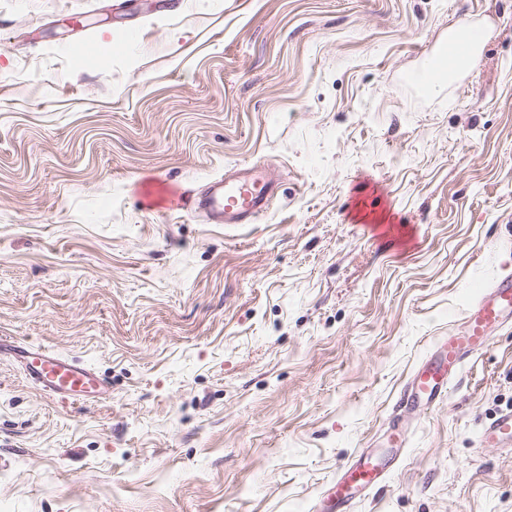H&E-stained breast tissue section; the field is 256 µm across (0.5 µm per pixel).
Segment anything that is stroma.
<instances>
[{
    "mask_svg": "<svg viewBox=\"0 0 512 512\" xmlns=\"http://www.w3.org/2000/svg\"><path fill=\"white\" fill-rule=\"evenodd\" d=\"M474 23L445 92L408 80ZM246 164L253 223L161 201ZM507 273L512 0H0V340L109 386L0 354L9 512H315ZM510 410L506 328L354 512H512ZM460 28H449L448 37L445 38V42L448 44V80L471 65V56L468 49L461 48L458 41ZM451 48L455 50V57L450 51ZM25 372L38 388L54 397L79 400L106 392L107 386L89 368L40 345L22 351ZM483 443L512 451V412L501 414L481 431Z\"/></svg>",
    "mask_w": 512,
    "mask_h": 512,
    "instance_id": "stroma-1",
    "label": "stroma"
}]
</instances>
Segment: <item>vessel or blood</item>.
I'll list each match as a JSON object with an SVG mask.
<instances>
[{
    "label": "vessel or blood",
    "mask_w": 512,
    "mask_h": 512,
    "mask_svg": "<svg viewBox=\"0 0 512 512\" xmlns=\"http://www.w3.org/2000/svg\"><path fill=\"white\" fill-rule=\"evenodd\" d=\"M272 181L266 169L250 165L211 180L203 197H175L173 207L194 206L213 224H246L269 208ZM512 324V274L499 278L469 305L460 327L439 340L430 358L412 373L400 407L432 408L448 394V384L463 364L487 349L506 325ZM23 367L38 388L54 397L77 400L105 393L107 386L89 368L39 345L22 353ZM483 443L512 447V412L494 418L481 431ZM385 457L362 451L345 465L336 484L323 492L321 512H351L353 504L385 483Z\"/></svg>",
    "instance_id": "vessel-or-blood-1"
}]
</instances>
